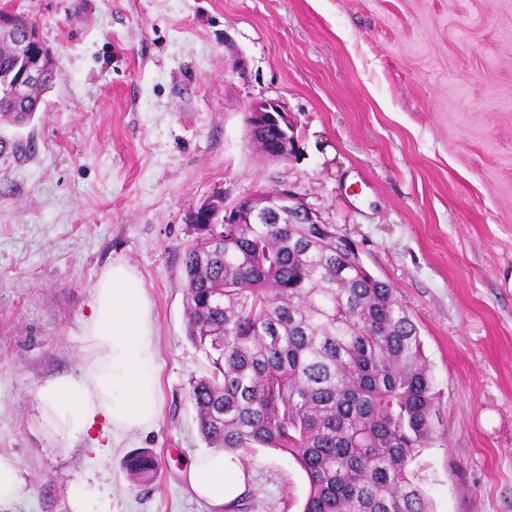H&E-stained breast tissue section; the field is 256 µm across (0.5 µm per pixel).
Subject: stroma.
<instances>
[{"label": "stroma", "mask_w": 512, "mask_h": 512, "mask_svg": "<svg viewBox=\"0 0 512 512\" xmlns=\"http://www.w3.org/2000/svg\"><path fill=\"white\" fill-rule=\"evenodd\" d=\"M12 2L56 76L28 125L0 119V453L26 481L7 512H71L89 477L112 512H208L183 479L209 451L189 396L207 361L186 336V215L282 181L418 328L441 392V439L413 464L433 512H512V0ZM259 99L292 116L288 162L247 139ZM116 260L150 303L161 404L105 451L60 440L38 391L89 356L91 289ZM138 448L160 462L146 485L122 465ZM241 460V512H301L291 456Z\"/></svg>", "instance_id": "obj_1"}]
</instances>
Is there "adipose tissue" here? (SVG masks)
<instances>
[{"mask_svg": "<svg viewBox=\"0 0 512 512\" xmlns=\"http://www.w3.org/2000/svg\"><path fill=\"white\" fill-rule=\"evenodd\" d=\"M83 333L92 354L77 372L48 380L39 391L44 414L64 442L103 424L106 447L128 434L151 430L159 416L157 341L149 303L137 273L113 262L92 289ZM186 482L211 512H224L244 491L238 455L219 451L198 457Z\"/></svg>", "mask_w": 512, "mask_h": 512, "instance_id": "obj_1", "label": "adipose tissue"}]
</instances>
